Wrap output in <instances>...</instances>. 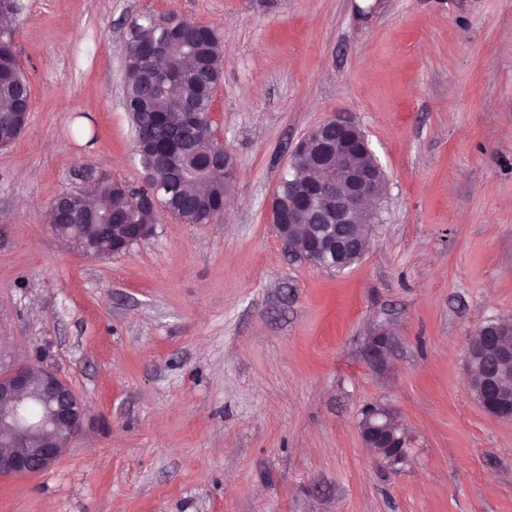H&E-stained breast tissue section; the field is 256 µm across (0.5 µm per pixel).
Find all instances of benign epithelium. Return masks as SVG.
<instances>
[{"mask_svg":"<svg viewBox=\"0 0 512 512\" xmlns=\"http://www.w3.org/2000/svg\"><path fill=\"white\" fill-rule=\"evenodd\" d=\"M309 143L319 148L317 166L321 175L317 179L297 177L288 196V210L280 214L276 230L289 254L329 270L344 263L352 251H366L360 228L372 223L371 203L387 194V179L364 131L349 119H329L298 141L289 162L297 172ZM313 208L336 228L326 242L308 236L300 243L296 228ZM390 346L389 334L379 330L368 338L367 356L380 361ZM474 350L483 351L502 365L512 364V327L506 330L498 322L479 327L468 336L466 353ZM507 381L505 373L491 379L478 399L494 417L512 418V399L505 391ZM86 413L80 395L50 370L19 364L1 372L0 475H34L52 468L81 431ZM390 413L387 407H374L375 420L360 429L365 446L375 449L377 459L386 465L391 455L408 456L406 448L392 443Z\"/></svg>","mask_w":512,"mask_h":512,"instance_id":"1","label":"benign epithelium"}]
</instances>
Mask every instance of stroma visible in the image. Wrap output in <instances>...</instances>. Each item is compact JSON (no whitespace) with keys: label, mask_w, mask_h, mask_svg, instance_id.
<instances>
[{"label":"stroma","mask_w":512,"mask_h":512,"mask_svg":"<svg viewBox=\"0 0 512 512\" xmlns=\"http://www.w3.org/2000/svg\"><path fill=\"white\" fill-rule=\"evenodd\" d=\"M19 3L32 98L0 148V370H53L89 419L51 469L0 477V512H512V419L464 372L469 334L512 320V0ZM174 11L222 36L230 203L84 256L50 204L103 172L144 187L123 50L135 20ZM338 114L388 192L334 273L285 252L271 204L295 143ZM372 405L407 462L364 447Z\"/></svg>","instance_id":"35a3bbf8"}]
</instances>
